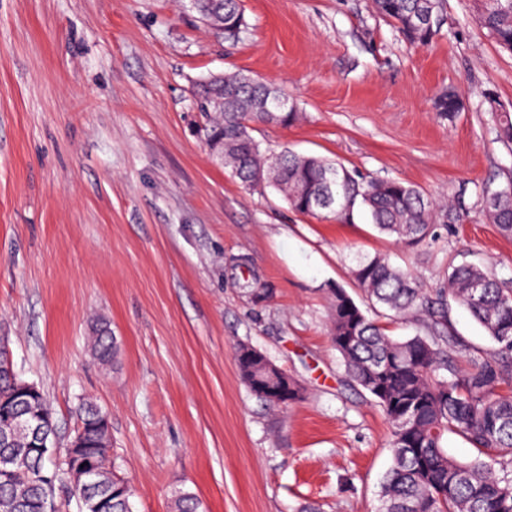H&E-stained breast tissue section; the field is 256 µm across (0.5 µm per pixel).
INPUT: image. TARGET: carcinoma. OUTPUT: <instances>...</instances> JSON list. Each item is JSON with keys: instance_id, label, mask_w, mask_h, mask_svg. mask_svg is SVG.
Returning a JSON list of instances; mask_svg holds the SVG:
<instances>
[{"instance_id": "cac0c4a2", "label": "carcinoma", "mask_w": 512, "mask_h": 512, "mask_svg": "<svg viewBox=\"0 0 512 512\" xmlns=\"http://www.w3.org/2000/svg\"><path fill=\"white\" fill-rule=\"evenodd\" d=\"M441 0H375L377 11L419 46L428 45L438 31ZM482 26L503 48L512 50V0H485ZM218 10L224 14L223 33L234 38L246 21L243 0H196L200 20ZM418 12L432 17L433 27L412 33L410 20ZM233 100L214 109L211 89L200 84L193 91L194 106L213 141L212 154L224 157L241 187L256 191L251 170L279 156V173L270 186L296 211L350 224L365 214L381 234L416 248L434 236L435 224H457L464 218L461 203L438 202L415 185L396 179H372L340 162L316 155L303 157L285 149L273 153L253 136L255 126L297 121L294 109L280 110L284 94L244 74L224 76ZM496 117L498 141L512 147V113L488 99ZM436 110L454 115L463 110L453 90L441 93ZM483 210L505 236H512V178L499 188L481 189ZM447 287L429 296L411 272L380 255L363 256L352 276L373 307L394 320H412L420 333L395 339L342 288L328 289L330 336L348 375L381 408L391 426L392 465L382 485L383 512H512V288L474 264L449 263ZM465 307L496 347L484 354L473 350L454 329L450 302ZM116 343L105 326L95 329L93 353L100 364L114 356ZM252 366L238 364L241 378L253 386L261 375L271 384L303 395V387L288 373L268 368L258 353ZM446 370L445 377L440 371ZM10 373L0 372V407L14 399ZM104 412L95 404H81V425L74 437L84 444V459L102 482L86 496L72 485L70 452L54 461L55 449L42 453L26 448H0V461L11 463L9 475L0 472V512H56V490L71 491L80 512H134L132 486L118 475ZM463 436L477 457L460 463L448 456L443 440L448 433ZM53 480L40 483L36 471ZM170 512H202L191 492L172 495Z\"/></svg>"}]
</instances>
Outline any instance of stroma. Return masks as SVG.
<instances>
[{
  "label": "stroma",
  "mask_w": 512,
  "mask_h": 512,
  "mask_svg": "<svg viewBox=\"0 0 512 512\" xmlns=\"http://www.w3.org/2000/svg\"><path fill=\"white\" fill-rule=\"evenodd\" d=\"M244 6L230 40L186 0H0V338L50 403L58 449L82 399L107 412L136 512H169L179 489L204 512H379L390 426L331 344L327 291L359 297L351 270L374 254L431 291L452 257L512 280V237L477 190L512 173L488 104L512 111V51L478 23V0H443L426 47L374 0ZM236 71L298 108L292 125L257 127L263 148L464 197L466 217L408 249L366 218L245 191L197 136L192 96ZM449 88L464 103L452 120L434 109ZM99 320L117 346L107 366L88 343ZM242 343L302 399L251 392Z\"/></svg>",
  "instance_id": "1"
}]
</instances>
